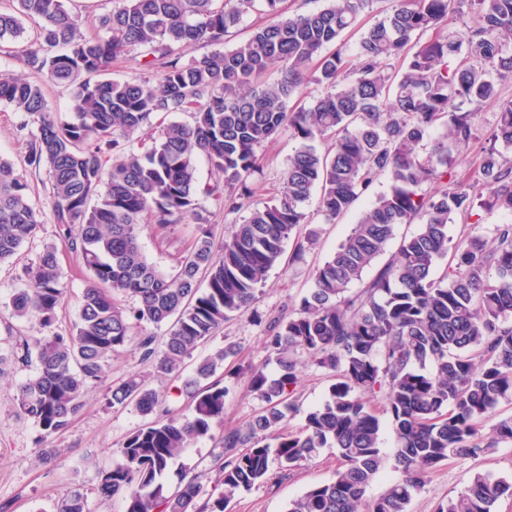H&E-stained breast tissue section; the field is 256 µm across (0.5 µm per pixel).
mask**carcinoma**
Segmentation results:
<instances>
[{
    "label": "carcinoma",
    "instance_id": "carcinoma-1",
    "mask_svg": "<svg viewBox=\"0 0 512 512\" xmlns=\"http://www.w3.org/2000/svg\"><path fill=\"white\" fill-rule=\"evenodd\" d=\"M0 12V42L20 44L24 65L48 81L73 88V116L60 117L42 85L0 69V100L28 117L29 164L43 167L51 185L53 218L89 280L73 332L23 343L21 360L36 358L20 387L21 415L40 437L67 430L86 387L101 380L112 354L133 336V324L160 327L137 343L157 372L180 373L184 362L225 320L258 300L285 244L307 223L303 205L320 195L319 211L331 223L381 175L388 190L375 195L335 253L313 272V286L288 317L266 322V349L276 365L243 372L264 406L244 426L222 436L218 496L203 497L192 478L174 491L164 477L184 450L211 436L224 421L229 388L214 376L227 347L196 366L184 384L192 414L165 412L128 435L101 470L103 497L123 496L124 512H227L230 502L269 472L270 461L291 469L322 448L338 452L334 477L291 499L285 512H407L429 471L450 457L475 458L512 443V417L496 423L488 441L476 425L512 398V224L486 232L478 224L460 241L448 237L453 217L481 200L486 210L512 213V102L500 106L483 155L481 188L455 184L454 153L475 138L465 104L496 99L497 82L512 78V0H399L359 42L353 63L342 35L373 0H333L307 13H287L283 0H119L97 18L100 34L81 32L82 16L64 0H14ZM268 22L237 46L186 61L182 50L224 43L256 6ZM477 12L482 25L451 32L419 46L416 37L457 9ZM37 25L24 39V21ZM139 50L161 72L158 85L143 76L102 79L113 60ZM460 58L448 67V59ZM324 93L296 112L288 103L313 60ZM274 63L284 71L272 83L257 76ZM184 112L152 136L153 120ZM438 128L430 149L418 147ZM287 129L298 141L270 200L234 225L216 248L200 213L196 158L218 174L206 193L229 212L251 197L249 178L260 171L259 148ZM144 137L148 147L130 143ZM328 139L321 151L316 140ZM29 186L0 158V262L11 259L41 223ZM194 222L196 239L179 270L168 274L149 262L140 243L146 224L165 229ZM417 222L394 258L379 264L400 224ZM450 258L442 275L439 261ZM370 269L359 292L347 294ZM24 287L11 297L13 315L50 328L65 296L55 247L46 246L25 269ZM135 305H121L117 296ZM325 370L326 400L305 413L295 433L280 432L300 413L291 399L298 355ZM384 392L396 433L400 477L377 498L367 489L387 462L380 448L382 422L368 397ZM132 403L144 416L159 399L131 377L111 390L109 404ZM512 496V479L474 473L437 512H493ZM60 512H88L87 497L68 490Z\"/></svg>",
    "mask_w": 512,
    "mask_h": 512
}]
</instances>
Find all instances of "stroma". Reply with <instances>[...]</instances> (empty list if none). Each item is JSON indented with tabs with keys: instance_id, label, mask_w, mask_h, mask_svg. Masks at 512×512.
<instances>
[{
	"instance_id": "35a3bbf8",
	"label": "stroma",
	"mask_w": 512,
	"mask_h": 512,
	"mask_svg": "<svg viewBox=\"0 0 512 512\" xmlns=\"http://www.w3.org/2000/svg\"><path fill=\"white\" fill-rule=\"evenodd\" d=\"M494 103L473 108L470 122L478 138L459 152L454 168L457 181L472 184L479 178L483 137L493 129L500 105L512 101V79L499 81ZM22 116L7 102L0 101V157L10 161L29 185V196L41 211V223L34 237L26 242L9 261L0 264V354L9 363L0 376V512H58L63 493L80 489L87 497L90 512H123L122 497L104 498L96 491L98 473L112 463V451L127 435L146 425L148 419L135 405L113 407L108 403L110 389L127 378H144L160 401L169 410L190 416L191 407L182 387L192 378L198 360L224 347L234 353L217 370L215 377L228 386L224 402V423L215 428L212 437L199 440L187 448L166 476L170 487L181 480L199 479L205 490L219 487L221 477L213 459L221 450L223 431L245 425L260 410L261 400L246 389L241 372L248 365H261L267 359L264 348L265 328L254 322V313L274 317L287 315L299 303L313 284L312 271L330 256L350 233L361 213L370 205L369 197L359 198L339 220L325 223L319 215V199L311 197L305 211L312 228L318 232L316 243L293 263H281L269 274L263 292L248 311L232 317L216 330L213 337L194 352L178 376H158L154 361L143 359L136 344H129L115 353L99 384L87 388L82 408L70 427L49 438L45 445L57 454L42 460L38 457L37 428L20 413L19 389L34 373L32 362L16 360L23 341L43 336L44 330L32 319L16 318L11 314L10 298L22 287L21 274L44 246H55L64 272L65 299L53 325L54 332L69 334L78 319L88 272L70 251L57 224L52 220L50 182L46 170L32 168L28 163L30 145L17 133ZM297 146L289 131H282L260 149L263 173L254 182L253 205L268 200L280 183L288 161ZM201 214L208 225L214 243L228 239L236 224L248 216L247 211H225L222 202L200 197ZM194 227L175 224L165 230L145 226L141 245L147 259L165 272H175L180 259L190 246ZM330 380L326 372L309 360H302L295 397L301 412L288 419L286 430L296 431L304 423L305 411L323 403L328 395ZM339 464L337 452L325 448L312 459L291 470L271 463L266 479L250 491L239 494L227 512H283L288 500L307 488L332 479ZM485 471L512 479V444H502L478 458H451L427 474L425 485L410 502L408 512H436L438 504L456 495L474 472Z\"/></svg>"
}]
</instances>
